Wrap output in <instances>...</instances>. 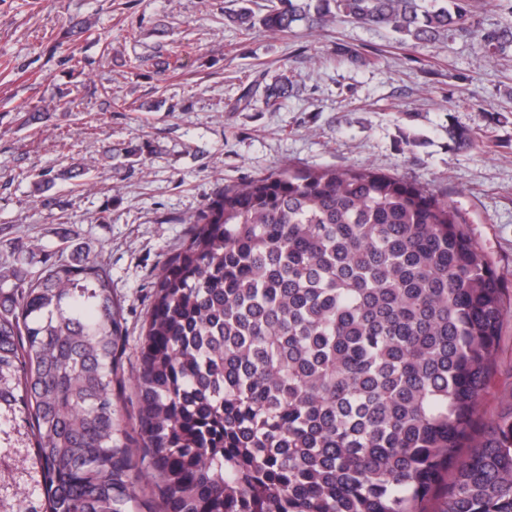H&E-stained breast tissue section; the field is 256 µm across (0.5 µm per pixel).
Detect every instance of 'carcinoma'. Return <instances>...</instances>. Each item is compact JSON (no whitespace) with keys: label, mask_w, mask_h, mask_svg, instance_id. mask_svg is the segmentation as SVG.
<instances>
[{"label":"carcinoma","mask_w":512,"mask_h":512,"mask_svg":"<svg viewBox=\"0 0 512 512\" xmlns=\"http://www.w3.org/2000/svg\"><path fill=\"white\" fill-rule=\"evenodd\" d=\"M338 18L512 49L468 0H268L260 22ZM187 223L126 416L109 271L0 266V512H429L443 481L439 512H512V405L478 415L512 294L457 206L366 168L288 166Z\"/></svg>","instance_id":"obj_1"}]
</instances>
